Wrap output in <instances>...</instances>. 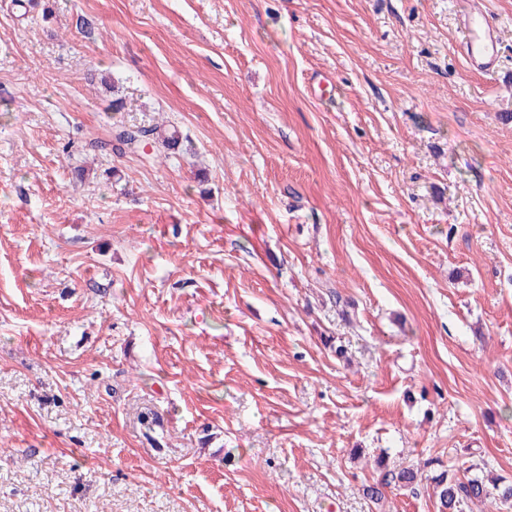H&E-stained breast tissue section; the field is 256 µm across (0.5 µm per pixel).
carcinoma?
Listing matches in <instances>:
<instances>
[{
  "instance_id": "cac0c4a2",
  "label": "carcinoma",
  "mask_w": 512,
  "mask_h": 512,
  "mask_svg": "<svg viewBox=\"0 0 512 512\" xmlns=\"http://www.w3.org/2000/svg\"><path fill=\"white\" fill-rule=\"evenodd\" d=\"M116 141L123 149L137 151L147 140H158L160 135L155 127H132L121 130ZM379 476L377 480L365 486L364 494L378 500L383 489L392 486L413 489L422 481V473L412 468H390L385 459L377 462ZM440 512H463V507L475 501L485 502L492 497L512 499V480L497 477L487 480L480 476L461 477L453 468L444 469L431 476Z\"/></svg>"
}]
</instances>
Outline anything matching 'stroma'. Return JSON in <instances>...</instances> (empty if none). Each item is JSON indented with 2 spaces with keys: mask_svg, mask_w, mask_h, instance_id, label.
<instances>
[{
  "mask_svg": "<svg viewBox=\"0 0 512 512\" xmlns=\"http://www.w3.org/2000/svg\"><path fill=\"white\" fill-rule=\"evenodd\" d=\"M476 2L491 73L459 0H0V512L512 478V0ZM130 126L179 143L92 149ZM467 4L462 2L459 11L461 43L466 48L469 65L478 71L490 72L496 66L498 28L488 21L486 12L477 16ZM377 468L379 471L377 480L364 488V494L371 499H381L383 489L392 486L406 487L414 490L423 480V474L418 470L412 468L391 469L384 458L377 462Z\"/></svg>",
  "mask_w": 512,
  "mask_h": 512,
  "instance_id": "1",
  "label": "stroma"
}]
</instances>
